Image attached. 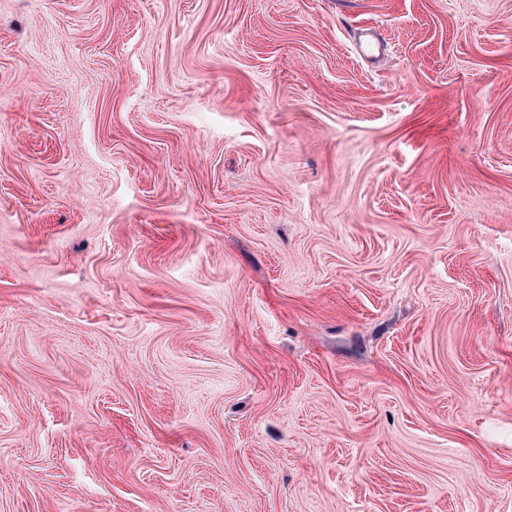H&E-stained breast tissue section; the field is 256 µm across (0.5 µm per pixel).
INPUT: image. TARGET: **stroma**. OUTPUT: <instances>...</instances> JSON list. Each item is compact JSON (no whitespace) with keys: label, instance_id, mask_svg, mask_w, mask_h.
Segmentation results:
<instances>
[{"label":"stroma","instance_id":"35a3bbf8","mask_svg":"<svg viewBox=\"0 0 512 512\" xmlns=\"http://www.w3.org/2000/svg\"><path fill=\"white\" fill-rule=\"evenodd\" d=\"M0 512H512V0H0Z\"/></svg>","mask_w":512,"mask_h":512}]
</instances>
